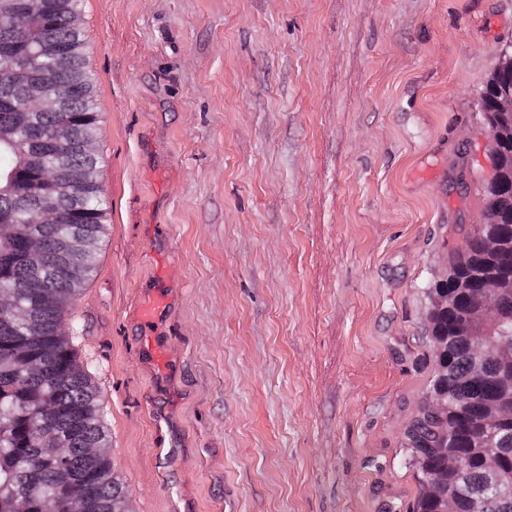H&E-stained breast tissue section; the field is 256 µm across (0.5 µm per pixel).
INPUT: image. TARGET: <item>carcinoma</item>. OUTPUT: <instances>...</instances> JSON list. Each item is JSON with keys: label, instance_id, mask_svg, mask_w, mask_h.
<instances>
[{"label": "carcinoma", "instance_id": "cac0c4a2", "mask_svg": "<svg viewBox=\"0 0 512 512\" xmlns=\"http://www.w3.org/2000/svg\"><path fill=\"white\" fill-rule=\"evenodd\" d=\"M50 11L48 31L68 48L65 57L51 65L69 82L81 87L82 95L68 99H51L48 105L27 112L28 122L47 134L64 132L70 144L63 159L51 157L46 165L74 183V190L58 199L63 219L55 224H32L38 198L35 194H18L6 188L4 174L18 161L7 145L0 142V221L22 224L41 243V261L30 265L24 261L16 243L0 239V290L13 291L23 305L24 319L11 336L0 334V484L9 483L31 500L34 512H127L128 495L123 483L110 469L108 456L88 452L108 444L102 425L96 387L82 370L71 340L78 327L66 322L68 308L80 288L96 269L98 241L106 223L109 202L99 178V157L83 149L99 132L100 114L95 102L94 82L86 67V41L82 26L72 17L81 11V0H34ZM41 32L31 29L13 17L0 16V45L33 46ZM26 88L14 79L0 78V129L16 123V108L26 102ZM494 206L498 222L486 231L512 241V182L503 183L496 194ZM487 271L512 275V250L490 255L483 249L482 235H469L467 248L451 267L461 278L471 272ZM479 292L472 284L459 296L458 303L446 310L432 313V338L447 340L448 371L446 377L435 373L432 386L447 382L448 403H464L461 413L448 409L450 451L468 459L466 469L454 476L457 487V512H470L472 498L483 501V512H512V495L503 496L489 488L485 481L479 449L473 447L482 432L484 407L497 395L495 378L512 370V364L496 359L487 363L486 377L476 380L470 375L469 339L462 325L460 312ZM22 356L39 360L52 377L27 375L16 367ZM36 394H47L67 402L84 412L79 430L66 414L50 420L57 446L69 459L72 472L80 476L93 471L100 475V484L90 502H85L80 487L61 488L56 472L38 452L32 421L18 415L20 403ZM427 416L416 417L407 431L410 447L439 448L443 439ZM502 448L500 464L512 472V420L499 426ZM420 478L441 469L445 459L426 452L412 458Z\"/></svg>", "mask_w": 512, "mask_h": 512}]
</instances>
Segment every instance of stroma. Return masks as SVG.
<instances>
[{
  "instance_id": "35a3bbf8",
  "label": "stroma",
  "mask_w": 512,
  "mask_h": 512,
  "mask_svg": "<svg viewBox=\"0 0 512 512\" xmlns=\"http://www.w3.org/2000/svg\"><path fill=\"white\" fill-rule=\"evenodd\" d=\"M82 26L109 211L73 344L131 512H413L426 285L482 219L512 0H83Z\"/></svg>"
}]
</instances>
